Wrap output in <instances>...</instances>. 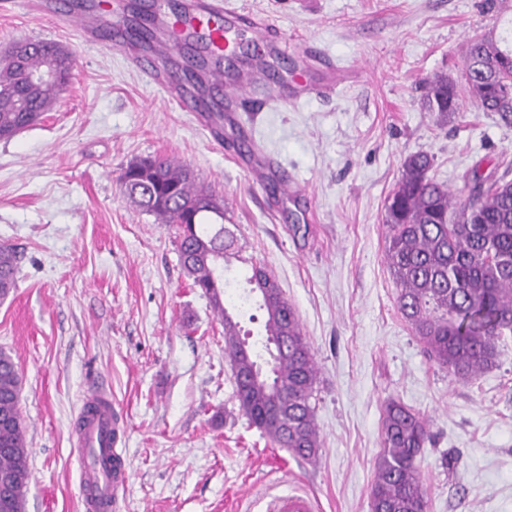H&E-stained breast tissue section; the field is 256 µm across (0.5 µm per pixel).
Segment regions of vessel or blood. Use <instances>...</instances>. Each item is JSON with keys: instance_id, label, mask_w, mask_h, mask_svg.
Returning a JSON list of instances; mask_svg holds the SVG:
<instances>
[{"instance_id": "b4317fda", "label": "vessel or blood", "mask_w": 512, "mask_h": 512, "mask_svg": "<svg viewBox=\"0 0 512 512\" xmlns=\"http://www.w3.org/2000/svg\"><path fill=\"white\" fill-rule=\"evenodd\" d=\"M108 0H81L72 12L56 16L59 26L73 28L84 37H97L103 27L111 29L115 50L129 53L138 70L157 85L169 104L183 112L195 114L214 132L224 128V111L239 104L255 84L265 82L276 67L272 43H283L285 35L273 24L224 6V0H186L176 14L152 5L150 20L161 29V36L142 44L135 29L110 23ZM194 45L206 61L205 75L196 79L177 70L162 68V61L177 51L178 43ZM254 49L249 69L226 73L223 58L237 54L241 44ZM336 88V66L328 58H314L311 50L297 55L291 79L280 80L271 89V101L293 102L303 94L330 93ZM247 167L257 181L273 178L278 189L275 204L296 199L298 190L286 175L274 174L271 164L255 154L248 155ZM82 452L80 482L84 512H116L119 496L124 492L129 474L124 467L126 437L120 417L102 384H94L84 396L75 419ZM265 512H319L317 497L310 491L281 490L265 496Z\"/></svg>"}]
</instances>
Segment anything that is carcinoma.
<instances>
[{
    "label": "carcinoma",
    "mask_w": 512,
    "mask_h": 512,
    "mask_svg": "<svg viewBox=\"0 0 512 512\" xmlns=\"http://www.w3.org/2000/svg\"><path fill=\"white\" fill-rule=\"evenodd\" d=\"M25 68L54 58L73 68L70 53L53 41H31ZM465 89L485 112L512 126V39L475 37L464 47ZM426 109L448 120L460 111V88L446 75L424 80ZM0 139L13 136L50 110L67 83L30 89L20 71L0 68ZM427 153L407 157L385 206L386 260L398 290V307L428 358L454 381H471L493 367L498 339L512 333V180L472 172L469 196L457 201L430 176ZM125 195L141 211L178 231V252L192 285L224 317V351L239 408L280 448L302 460L321 447L316 422L317 368L299 320L276 277L251 265L247 283L261 289L256 300L268 341L286 342L276 358L242 349L239 321L224 315V262L237 254V239L224 224V200L199 184L186 164L168 156L130 162L119 175ZM20 255L0 243V299L16 286ZM21 378L11 354L0 350V512H26L31 480L30 450L20 411ZM433 441L428 421L396 400L387 402L382 448L375 464L371 512H427L429 488L416 458Z\"/></svg>",
    "instance_id": "cac0c4a2"
}]
</instances>
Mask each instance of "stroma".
I'll use <instances>...</instances> for the list:
<instances>
[{
  "instance_id": "obj_1",
  "label": "stroma",
  "mask_w": 512,
  "mask_h": 512,
  "mask_svg": "<svg viewBox=\"0 0 512 512\" xmlns=\"http://www.w3.org/2000/svg\"><path fill=\"white\" fill-rule=\"evenodd\" d=\"M265 15L295 49L332 58L331 97L268 105L257 87L238 119L302 189L277 211L238 162L168 105L127 55L85 42L0 0V54L51 40L74 58L55 107L0 139V243L20 253L0 300V349L21 377L31 448L26 512H82L74 419L98 378L125 418L129 484L120 512H261L267 490L299 484L321 512H370L388 400L430 422L417 458L427 512H512V335L496 365L455 382L427 358L400 313L385 256V205L405 159L433 156L432 177L466 198L468 174L512 180V126L469 94L447 122L423 107V80L460 78L475 35L512 28V0H230ZM173 156L223 197L242 247L224 264V305L262 345L244 283L264 265L293 305L319 368L321 448L306 462L272 444L238 406L224 321L183 270L175 226L137 209L117 182L130 161Z\"/></svg>"
}]
</instances>
